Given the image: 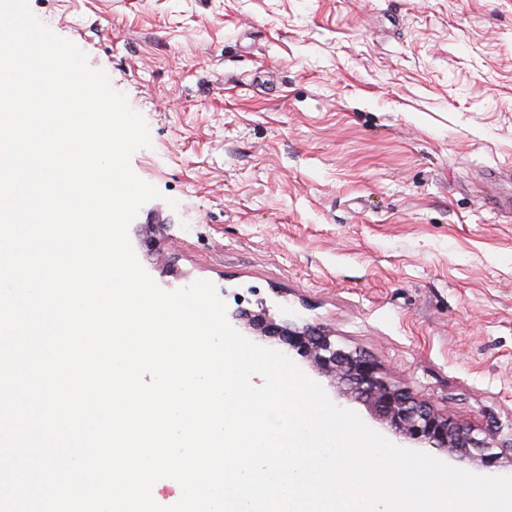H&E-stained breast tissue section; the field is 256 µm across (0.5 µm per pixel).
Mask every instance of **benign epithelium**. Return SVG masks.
Returning <instances> with one entry per match:
<instances>
[{"label":"benign epithelium","mask_w":512,"mask_h":512,"mask_svg":"<svg viewBox=\"0 0 512 512\" xmlns=\"http://www.w3.org/2000/svg\"><path fill=\"white\" fill-rule=\"evenodd\" d=\"M229 323L280 346L287 357L297 354L309 359L318 373L343 385L345 392L370 407L386 429L412 445L476 459L485 468L512 463V431L500 425L478 430L439 412L426 399L394 383L374 358L339 345L296 316L287 313L277 319L261 300L255 310L232 311Z\"/></svg>","instance_id":"benign-epithelium-1"}]
</instances>
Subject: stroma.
I'll use <instances>...</instances> for the list:
<instances>
[{"label": "stroma", "instance_id": "1", "mask_svg": "<svg viewBox=\"0 0 512 512\" xmlns=\"http://www.w3.org/2000/svg\"><path fill=\"white\" fill-rule=\"evenodd\" d=\"M28 2L148 126L130 166L161 196L128 234L162 290L295 311L461 423H512V212L480 181L512 164V0Z\"/></svg>", "mask_w": 512, "mask_h": 512}]
</instances>
